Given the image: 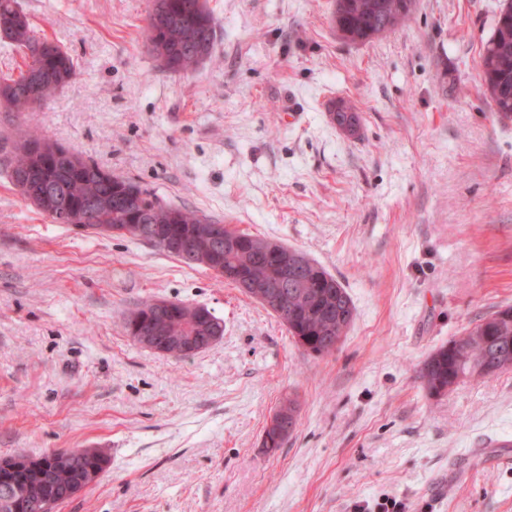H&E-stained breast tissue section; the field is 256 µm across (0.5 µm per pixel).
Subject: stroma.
Instances as JSON below:
<instances>
[{
	"instance_id": "obj_1",
	"label": "stroma",
	"mask_w": 512,
	"mask_h": 512,
	"mask_svg": "<svg viewBox=\"0 0 512 512\" xmlns=\"http://www.w3.org/2000/svg\"><path fill=\"white\" fill-rule=\"evenodd\" d=\"M76 79L0 111V155L44 134L165 203L301 250L347 290L314 356L260 304L143 241L55 224L0 167V456L99 448L54 512H512V372L433 396L428 356L512 305V119L480 52L502 0H415L353 43L336 0H209L196 68L145 49L153 0H19ZM355 105L358 137L330 114ZM149 299L207 307L223 336L175 359L127 335ZM296 424L263 446L287 400Z\"/></svg>"
}]
</instances>
